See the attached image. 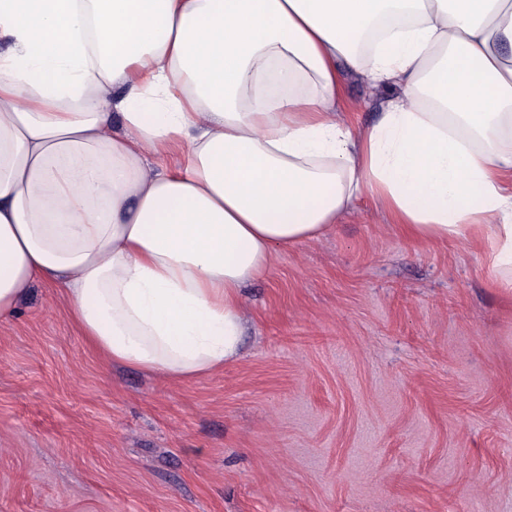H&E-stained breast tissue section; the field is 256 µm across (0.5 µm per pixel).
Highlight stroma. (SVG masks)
I'll return each instance as SVG.
<instances>
[{
	"label": "stroma",
	"mask_w": 512,
	"mask_h": 512,
	"mask_svg": "<svg viewBox=\"0 0 512 512\" xmlns=\"http://www.w3.org/2000/svg\"><path fill=\"white\" fill-rule=\"evenodd\" d=\"M346 117L386 99L350 79ZM241 356L105 365L61 289L0 320V512H512V289L362 198L242 290Z\"/></svg>",
	"instance_id": "35a3bbf8"
}]
</instances>
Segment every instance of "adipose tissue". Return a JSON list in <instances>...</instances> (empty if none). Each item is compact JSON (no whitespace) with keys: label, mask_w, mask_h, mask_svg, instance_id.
<instances>
[{"label":"adipose tissue","mask_w":512,"mask_h":512,"mask_svg":"<svg viewBox=\"0 0 512 512\" xmlns=\"http://www.w3.org/2000/svg\"><path fill=\"white\" fill-rule=\"evenodd\" d=\"M0 40V320L52 284L107 362L205 376L365 195L512 288V0H0ZM348 77L393 91L368 129Z\"/></svg>","instance_id":"adipose-tissue-1"}]
</instances>
